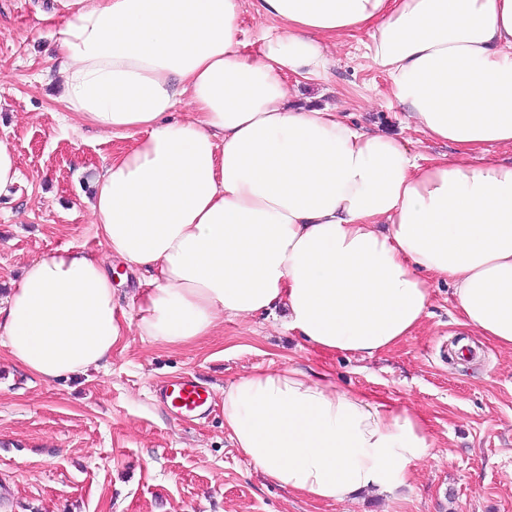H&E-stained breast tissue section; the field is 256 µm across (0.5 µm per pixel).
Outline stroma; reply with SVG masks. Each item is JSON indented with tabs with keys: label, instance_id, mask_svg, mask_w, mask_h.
Wrapping results in <instances>:
<instances>
[{
	"label": "stroma",
	"instance_id": "obj_1",
	"mask_svg": "<svg viewBox=\"0 0 512 512\" xmlns=\"http://www.w3.org/2000/svg\"><path fill=\"white\" fill-rule=\"evenodd\" d=\"M63 16L60 0H0V140L20 169L0 196L1 300L32 259L64 248L107 257L88 202L96 174L127 142L66 120L53 37ZM364 52L360 37L343 39L324 77L287 76L291 100L399 135L415 154H454L408 123ZM112 275L118 306L136 317L144 274L116 264ZM428 286L415 333L370 357L320 353L280 310L225 320L180 347L132 329L102 366L54 382L0 345V512H512V350L457 323L447 282ZM283 366L418 413L431 457L391 493L331 505L271 484L224 428V387ZM187 375L211 389L213 406L177 421L157 389Z\"/></svg>",
	"mask_w": 512,
	"mask_h": 512
}]
</instances>
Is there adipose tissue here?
I'll return each mask as SVG.
<instances>
[{"instance_id": "1", "label": "adipose tissue", "mask_w": 512, "mask_h": 512, "mask_svg": "<svg viewBox=\"0 0 512 512\" xmlns=\"http://www.w3.org/2000/svg\"><path fill=\"white\" fill-rule=\"evenodd\" d=\"M248 4L272 21L254 56L240 49ZM67 5L62 100L132 141L96 179L92 222L147 289L131 320L104 261L68 248L30 261L0 306L18 365L54 381L101 365L133 328L183 346L277 309L314 349L367 357L417 330L431 277L463 325L512 349V163L474 162L512 141V0ZM359 32L393 101L455 156L292 104L285 76H324L330 45ZM224 426L271 482L326 504L393 491L433 448L417 413L293 366L226 385Z\"/></svg>"}]
</instances>
